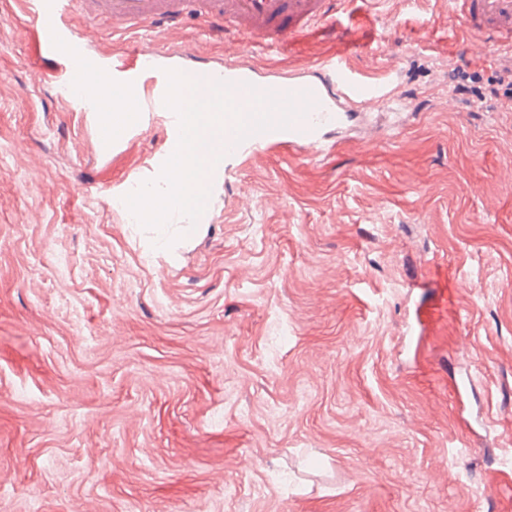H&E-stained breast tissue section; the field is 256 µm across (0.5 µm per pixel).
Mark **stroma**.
Segmentation results:
<instances>
[{
	"instance_id": "1",
	"label": "stroma",
	"mask_w": 512,
	"mask_h": 512,
	"mask_svg": "<svg viewBox=\"0 0 512 512\" xmlns=\"http://www.w3.org/2000/svg\"><path fill=\"white\" fill-rule=\"evenodd\" d=\"M451 0H350L337 28L392 101L322 146L224 160L172 256L112 211L165 149L31 89L35 20L0 0V512H512V112L456 91ZM94 45L221 59L201 18Z\"/></svg>"
}]
</instances>
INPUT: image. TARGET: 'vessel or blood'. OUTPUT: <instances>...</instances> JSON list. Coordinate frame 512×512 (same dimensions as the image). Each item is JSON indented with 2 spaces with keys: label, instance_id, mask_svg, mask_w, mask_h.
<instances>
[{
  "label": "vessel or blood",
  "instance_id": "1",
  "mask_svg": "<svg viewBox=\"0 0 512 512\" xmlns=\"http://www.w3.org/2000/svg\"><path fill=\"white\" fill-rule=\"evenodd\" d=\"M345 0H29L36 20L35 49L42 70L31 71L33 86L50 85L56 98L72 97V76L89 62L103 67L113 85L126 96L122 111L135 113L147 123L163 121L169 146H176L178 118L167 109L164 96L167 76L157 62V52L149 46L126 57L101 47L91 49L86 38L69 26L65 17L78 11L93 20L125 29L145 23L176 21L187 14L232 27L235 33L265 40L276 48H288L318 30L321 24L340 14ZM453 14L473 32L465 50L484 52L491 46L512 45V0H452ZM360 53L349 35H339L334 56L322 60L311 73L288 78H256L251 67L241 62L217 63L189 59L180 69L208 91L211 83L226 82L234 87L236 102L250 109V89L278 96H293L305 111L286 129L250 135L234 143L231 131L219 135L228 155L258 152L279 140L306 148H316L324 140L323 129L341 121L347 112H369L386 101L388 92L366 81L352 60Z\"/></svg>",
  "mask_w": 512,
  "mask_h": 512
}]
</instances>
